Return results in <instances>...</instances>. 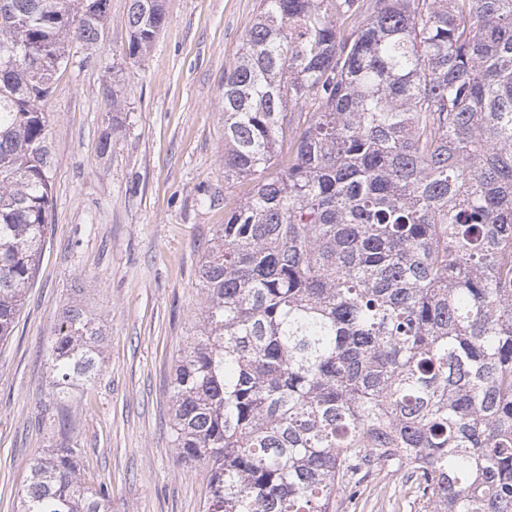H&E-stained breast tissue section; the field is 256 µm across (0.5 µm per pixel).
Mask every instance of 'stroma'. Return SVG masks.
<instances>
[{"label":"stroma","mask_w":512,"mask_h":512,"mask_svg":"<svg viewBox=\"0 0 512 512\" xmlns=\"http://www.w3.org/2000/svg\"><path fill=\"white\" fill-rule=\"evenodd\" d=\"M129 6L109 0L98 41L73 44L42 104L53 202L34 284L0 341V512H17L52 448L77 449L79 478L111 488L112 512H205L207 471L172 442L170 382L205 300L202 252L245 192L224 186L222 96L260 0H163L165 27L141 61L128 55ZM206 188L224 201L204 203ZM75 303L104 339L95 377L60 394L47 346ZM403 483L381 473L354 512H416Z\"/></svg>","instance_id":"35a3bbf8"}]
</instances>
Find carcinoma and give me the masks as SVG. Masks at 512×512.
I'll list each match as a JSON object with an SVG mask.
<instances>
[{"mask_svg":"<svg viewBox=\"0 0 512 512\" xmlns=\"http://www.w3.org/2000/svg\"><path fill=\"white\" fill-rule=\"evenodd\" d=\"M75 2L0 0V341L49 230L40 103L107 20ZM165 23L131 0L130 58ZM223 102L224 189H249L171 381L206 512H345L383 469L419 512H512V0H262ZM102 340L65 312L57 392ZM77 452L35 460L18 512H109Z\"/></svg>","mask_w":512,"mask_h":512,"instance_id":"1","label":"carcinoma"}]
</instances>
